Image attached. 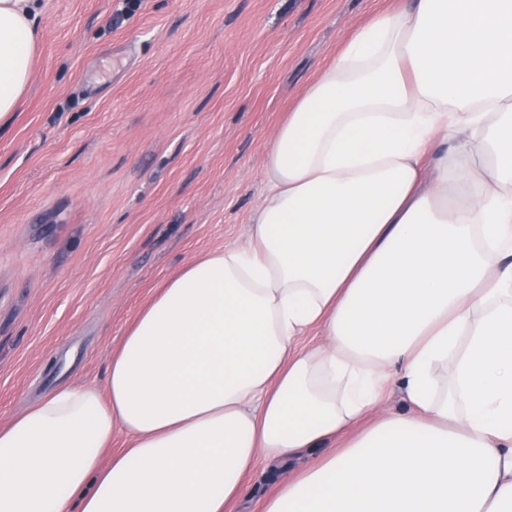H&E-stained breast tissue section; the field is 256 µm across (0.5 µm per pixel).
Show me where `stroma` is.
<instances>
[{
	"label": "stroma",
	"mask_w": 512,
	"mask_h": 512,
	"mask_svg": "<svg viewBox=\"0 0 512 512\" xmlns=\"http://www.w3.org/2000/svg\"><path fill=\"white\" fill-rule=\"evenodd\" d=\"M404 0H36L0 127V425L105 386L139 311L245 244L276 125L354 29Z\"/></svg>",
	"instance_id": "obj_1"
}]
</instances>
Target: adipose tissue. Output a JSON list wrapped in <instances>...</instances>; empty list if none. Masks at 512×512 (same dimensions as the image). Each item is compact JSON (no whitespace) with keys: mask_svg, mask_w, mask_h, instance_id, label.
Returning a JSON list of instances; mask_svg holds the SVG:
<instances>
[{"mask_svg":"<svg viewBox=\"0 0 512 512\" xmlns=\"http://www.w3.org/2000/svg\"><path fill=\"white\" fill-rule=\"evenodd\" d=\"M34 17L0 0V126ZM264 176L247 244L163 282L106 389L0 427V512H228L256 481L263 512H512V0L357 27Z\"/></svg>","mask_w":512,"mask_h":512,"instance_id":"adipose-tissue-1","label":"adipose tissue"}]
</instances>
